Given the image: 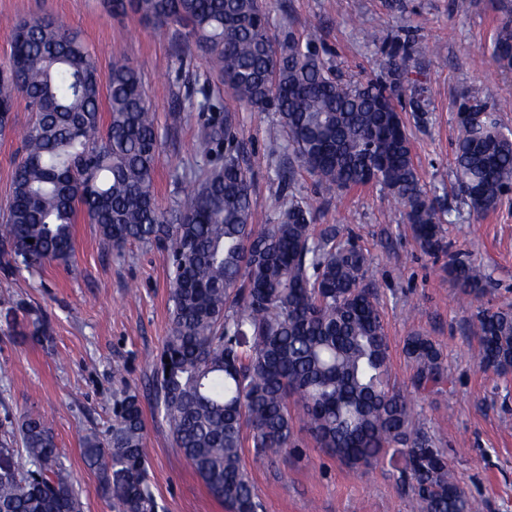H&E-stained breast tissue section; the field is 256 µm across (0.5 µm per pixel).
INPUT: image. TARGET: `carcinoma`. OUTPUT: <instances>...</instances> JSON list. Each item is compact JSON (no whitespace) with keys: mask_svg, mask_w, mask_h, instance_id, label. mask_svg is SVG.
Instances as JSON below:
<instances>
[{"mask_svg":"<svg viewBox=\"0 0 512 512\" xmlns=\"http://www.w3.org/2000/svg\"><path fill=\"white\" fill-rule=\"evenodd\" d=\"M172 28L195 48L203 77L192 91L199 111L220 110L215 75L252 112H273L283 151L333 195L375 185L404 210L421 249L447 251L443 220L413 162L394 95L419 69L408 40L392 44L384 75L345 80L320 58L316 31L278 39L259 0H102ZM500 13L491 45L512 69V5ZM35 113L20 132L21 155L0 214V270L19 274L66 264L75 252L78 213L103 244L157 247L170 263L168 336L153 363L156 410L175 447L227 512H264L242 464L293 451L300 425L346 466L372 468L398 453L399 480L413 512H479L456 481L445 449L413 421L412 404L391 385L390 348L373 289L370 258L333 227L313 224L295 193V168L277 167L280 206L254 224L248 168L236 134L212 116L201 125L197 186L170 210L154 191L159 125L138 69L122 56L107 75L81 34L51 18L12 25L0 65V131L17 99ZM503 105L473 98L458 122L453 176L461 202L483 215L512 191V131ZM109 119H103V112ZM448 273L466 296L484 295L480 267L448 256ZM483 370L512 373V307L481 308L472 323ZM414 389L448 380L437 345L406 338ZM112 430L81 439L111 512H163L147 474L144 414L136 393H112ZM0 512H82L44 416L28 412L0 440Z\"/></svg>","mask_w":512,"mask_h":512,"instance_id":"cac0c4a2","label":"carcinoma"}]
</instances>
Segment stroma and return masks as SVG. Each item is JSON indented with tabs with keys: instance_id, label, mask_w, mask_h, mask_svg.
I'll list each match as a JSON object with an SVG mask.
<instances>
[{
	"instance_id": "obj_1",
	"label": "stroma",
	"mask_w": 512,
	"mask_h": 512,
	"mask_svg": "<svg viewBox=\"0 0 512 512\" xmlns=\"http://www.w3.org/2000/svg\"><path fill=\"white\" fill-rule=\"evenodd\" d=\"M276 36L305 38L317 29L324 60L346 79L378 75L384 49L410 40L422 52L419 73L396 102L412 144L415 167L441 209L460 208L453 186L456 113L464 99L512 100V70L491 55L495 0H262ZM52 17L78 30L100 71L113 55L140 71L158 115L161 144L155 193L161 208L196 184L198 112L175 111L187 75L173 30L142 25L131 14L106 15L98 0H0V20ZM222 117L248 159L256 223L276 213L275 165L285 135L274 113L258 114L220 88ZM32 119L25 102L0 134V204L11 191L19 156L18 130ZM297 186L319 226L354 236L369 254L367 279L376 291L391 350V382L411 395L414 417L447 448L456 480L480 504V512H512V376L479 369L470 357L468 331L478 308L512 305V196L484 215L463 214L446 225L452 252L480 266L486 293H461L448 274V257L425 254L400 207L378 187L334 197L319 193L306 172ZM70 264L50 263L15 276L0 274V434L24 413L45 414L61 460L82 489L84 512H109L99 478L81 457L86 433L108 435L112 394L135 391L141 400L149 475L165 512H225L207 491L155 412L150 363L170 324L169 265L163 252L139 242L122 252L104 246L95 225L79 217ZM30 309L46 319L51 338L30 334V318L9 326L8 312ZM429 336L448 369L437 391L415 393L414 369L404 353L411 333ZM296 455L258 460L243 452L246 469L265 512H411L410 493L384 465L352 470L296 430Z\"/></svg>"
}]
</instances>
